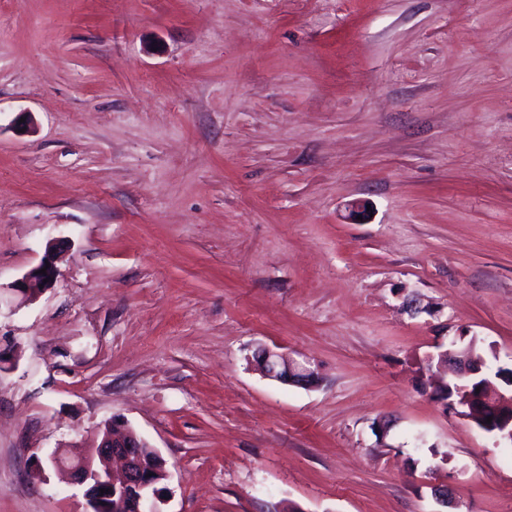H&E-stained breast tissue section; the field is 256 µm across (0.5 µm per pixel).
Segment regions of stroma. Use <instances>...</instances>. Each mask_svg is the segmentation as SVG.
Wrapping results in <instances>:
<instances>
[{
    "label": "stroma",
    "instance_id": "35a3bbf8",
    "mask_svg": "<svg viewBox=\"0 0 512 512\" xmlns=\"http://www.w3.org/2000/svg\"><path fill=\"white\" fill-rule=\"evenodd\" d=\"M461 335L512 363V0H0V512H85L34 461L113 419L161 512H512ZM60 241L61 240L53 239L49 242L40 263L33 267L21 279L14 282L13 285H11V289L21 294L25 299H28L31 295L39 291L48 289L57 277L56 250ZM46 263H49V267H46ZM43 268H46V274H40V270ZM44 279H48V282L43 283ZM457 341L453 340L451 346L453 348L447 349L438 353V358H444L447 352L448 359L452 357L455 362V379L453 382V392L456 395L455 400L444 399L440 394L439 397L442 401H447V406L452 408L459 406L468 409L469 413L476 417L478 427L485 433L493 435L494 433H501L508 439H512V364L511 373L508 375L499 376L496 380L500 381L507 390L510 391V396L506 397L503 393L498 391L492 381L485 384H477L472 381V376L481 372V364H472L470 358L462 351H454ZM449 354V355H448ZM479 389V392H476ZM492 408L495 416L492 418L491 423H487L485 415L486 408ZM509 441H504L506 444L512 446ZM258 350L255 362L265 377L292 385L311 386L316 383L317 376L309 368L272 349L259 347Z\"/></svg>",
    "mask_w": 512,
    "mask_h": 512
}]
</instances>
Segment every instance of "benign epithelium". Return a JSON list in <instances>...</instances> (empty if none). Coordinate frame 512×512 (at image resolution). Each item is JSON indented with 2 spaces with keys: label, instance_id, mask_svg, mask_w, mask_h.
<instances>
[{
  "label": "benign epithelium",
  "instance_id": "obj_1",
  "mask_svg": "<svg viewBox=\"0 0 512 512\" xmlns=\"http://www.w3.org/2000/svg\"><path fill=\"white\" fill-rule=\"evenodd\" d=\"M59 240L49 242L40 263L11 289L24 298L48 289L57 277L56 250ZM46 273H40V270ZM457 341L451 342L447 354L455 362L456 382L453 392L456 399L447 405L468 409L476 417L478 427L488 433H500L512 439V395L507 397L492 382L477 384L472 377L481 372V365L473 364L462 351H454ZM256 365L262 374L272 380L292 385L311 386L316 383L314 371L272 349L261 347ZM495 416L487 420L486 409ZM148 443L133 429H111L104 433L99 445L89 453L55 452L48 458V465L69 472L79 484L88 486L86 498L88 512H112L113 500L134 512H160L156 507L161 489L159 479L145 470L141 449Z\"/></svg>",
  "mask_w": 512,
  "mask_h": 512
}]
</instances>
